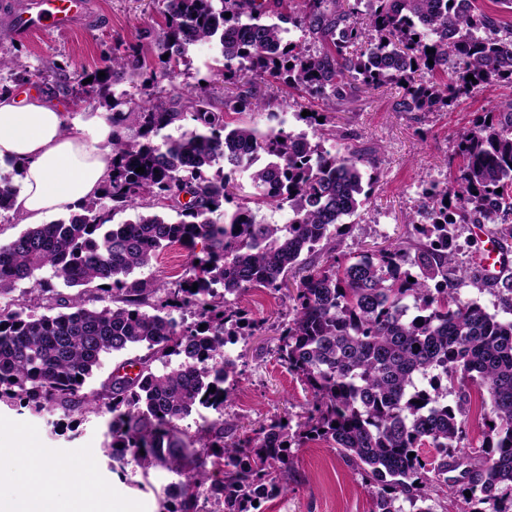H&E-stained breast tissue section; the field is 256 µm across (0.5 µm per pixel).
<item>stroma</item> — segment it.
<instances>
[{
    "mask_svg": "<svg viewBox=\"0 0 512 512\" xmlns=\"http://www.w3.org/2000/svg\"><path fill=\"white\" fill-rule=\"evenodd\" d=\"M87 20L64 34H35L14 41L0 31V56L20 57L29 69L28 80L18 72L0 70V88L9 92L38 89L55 100L64 111L99 109L96 100L75 103L70 90L76 74L93 71L101 57L116 44H139L144 28L161 26L163 16L152 0H92ZM215 46L200 44L189 52L190 64L177 72L158 75L159 88L172 101L186 103L199 82L211 80L217 58ZM63 67L54 73L53 64ZM265 98L290 101L292 110L284 115L286 130H304L296 118L303 111L323 116V130L329 133L327 150L370 147L376 164L365 166L364 175L373 187L368 203L353 218L350 231L340 237L337 252L354 253L359 247L379 249L411 240L423 217L418 209L424 182L446 183L459 164L455 154L456 135L478 115L494 112L512 99V86L496 85L460 99L434 112H399L396 86L372 93H358L349 103L330 109L323 101L307 99L273 78L259 84ZM191 260L189 250L172 246L164 249L147 267L138 270L165 287H174ZM255 320L265 322V331L247 341L228 346L231 356H242L245 367L224 413L244 425H254L274 416L288 415L299 421L311 393L297 375L288 372L275 358L261 356L260 348L271 349L280 329L288 321L287 298L264 288H251L234 301ZM61 412L39 415L16 407L0 405V448L23 439L52 458L70 464L75 473L85 475L93 494L88 512H99L103 503L121 504L124 512H160L162 471L141 475L128 469L126 476L113 473L103 452L107 415L85 416L77 433L60 432ZM375 490L353 471L327 443L306 441L291 448L290 490L287 495L266 502L265 512H372Z\"/></svg>",
    "mask_w": 512,
    "mask_h": 512,
    "instance_id": "35a3bbf8",
    "label": "stroma"
}]
</instances>
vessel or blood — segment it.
Masks as SVG:
<instances>
[{
	"label": "vessel or blood",
	"instance_id": "b4317fda",
	"mask_svg": "<svg viewBox=\"0 0 512 512\" xmlns=\"http://www.w3.org/2000/svg\"><path fill=\"white\" fill-rule=\"evenodd\" d=\"M91 0H21L5 22V32L17 40L42 32H67L81 24L91 11ZM488 277L499 276L512 264V254L496 238H488L479 261Z\"/></svg>",
	"mask_w": 512,
	"mask_h": 512
}]
</instances>
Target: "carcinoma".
<instances>
[{"label": "carcinoma", "mask_w": 512, "mask_h": 512, "mask_svg": "<svg viewBox=\"0 0 512 512\" xmlns=\"http://www.w3.org/2000/svg\"><path fill=\"white\" fill-rule=\"evenodd\" d=\"M155 2L165 26L146 37H154L160 68L178 67L198 43H215L222 109L213 111L202 86L179 109L153 90L124 110L112 79L147 68L138 48L118 45L78 75L76 99L96 97L112 111V179L66 218L0 243V297L24 281L33 295L31 304L0 306V403L67 417L106 410L112 471L123 476L132 462L145 476L164 469L183 477L165 493L162 512H260L288 493L289 445L298 439L329 444L374 486L372 512H404L405 502L411 512H434L430 496L448 497L457 484L471 496L452 503L456 512H512V320L459 298L467 278L498 289L512 306V276L489 282L456 265L462 224H489L493 236L512 240V102L459 133L457 173L442 187L425 184L427 223L415 225V240L353 257L328 241L369 199L361 166L372 150H327L315 112L297 114L311 138L282 121L262 131L224 119L228 112L278 118L255 88L264 77L333 105L395 85L396 111L433 112L488 85H512V21L478 0ZM293 28L302 39L286 38ZM175 124L184 127L178 138L154 142ZM14 174L19 169L0 174V211L12 209ZM246 187L248 199L224 208ZM173 203L175 221L165 214ZM285 204L288 223L256 220L253 208ZM126 210L135 219L113 223ZM199 242L203 255H193L176 287L135 277L163 249ZM44 269L51 277L39 276ZM291 277L299 279L292 317L270 354L312 400L294 432L285 415L241 434L224 417L241 373L225 348L263 325L229 297L248 288L280 292ZM129 349L145 354L86 389L102 355ZM473 386L489 438L463 460L457 447ZM203 411L216 417L192 434L182 427Z\"/></svg>", "instance_id": "cac0c4a2"}]
</instances>
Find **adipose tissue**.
Here are the masks:
<instances>
[{
    "mask_svg": "<svg viewBox=\"0 0 512 512\" xmlns=\"http://www.w3.org/2000/svg\"><path fill=\"white\" fill-rule=\"evenodd\" d=\"M112 130L107 111L72 114L42 96H0V161L16 162L22 173L12 206L22 223H44L101 194L112 176ZM34 454L31 448L15 449L24 489L0 496V512H84L89 485L71 480L68 465L51 458L27 466ZM60 483L67 486L63 499L55 490Z\"/></svg>",
    "mask_w": 512,
    "mask_h": 512,
    "instance_id": "obj_1",
    "label": "adipose tissue"
}]
</instances>
